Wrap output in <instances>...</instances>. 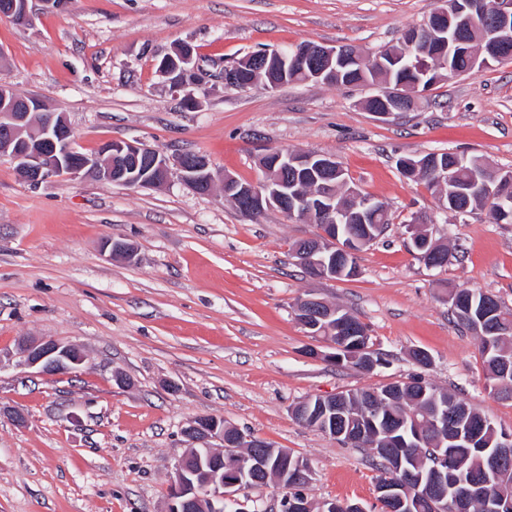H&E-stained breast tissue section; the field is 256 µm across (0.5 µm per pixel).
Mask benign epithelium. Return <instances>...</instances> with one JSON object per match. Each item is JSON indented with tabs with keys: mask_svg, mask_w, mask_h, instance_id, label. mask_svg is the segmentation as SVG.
Wrapping results in <instances>:
<instances>
[{
	"mask_svg": "<svg viewBox=\"0 0 512 512\" xmlns=\"http://www.w3.org/2000/svg\"><path fill=\"white\" fill-rule=\"evenodd\" d=\"M493 18L486 19L484 0H451L434 11L440 21L447 25L432 26L429 21L409 28L405 33L407 47L412 49L432 39L438 40L448 51V56L436 58L437 67L446 69V78L460 75L450 65V57H465L470 60L472 68L485 67L489 60L499 53L512 48V0H495L492 5ZM480 28L482 35L476 41L469 38L466 30ZM283 65L305 62L309 67L308 79L321 81L326 78L328 70L338 63L352 59L358 63L368 62L361 53L349 51L346 47L325 46L315 43L295 45L288 54L275 53ZM180 63L171 66L165 62L160 66L159 74L176 92L187 94L191 77L198 66L193 52L183 48L179 51ZM418 95L404 90L400 85L391 92L390 102L383 110L376 113L380 118H388L407 106H415ZM43 106L41 99L32 96L28 99L19 96L8 83L0 88V142L8 151L6 157L17 163V167L26 179L38 186L52 178L76 180L92 169L102 182L113 185L139 187H156L168 177V161L154 149L129 142H109L104 144L94 156L77 153L73 139L69 138L70 126L64 114L48 112L39 124L37 133L31 132L32 111ZM181 176L184 181L198 193H208L214 183V176L206 158L182 156L179 159ZM274 172L272 179L259 183H242L233 176L226 175L222 181L224 197L234 201L247 210H266L278 208L290 217L311 220L319 216L323 226L318 238L307 242L299 249V262L313 267L321 279L336 278V253L345 256L355 253L354 246L358 238L350 237L339 242L338 224L356 213L365 219L367 213L377 209L379 204L370 198H354L351 206L336 205V184L333 179L341 171L336 158L327 155H313L291 152H276L275 163L264 172ZM308 173L316 182V191L301 195L290 192L288 173ZM502 182L499 173L475 174L474 187L490 201L499 203V212H505L504 204L509 201L501 192ZM424 220L417 214L410 216L405 225L404 238L407 243H414L426 231ZM340 310L325 302L309 297L301 300L297 307L298 321L309 330H315L320 322L339 318L337 330L343 336L365 334L363 329L339 316ZM15 357L19 364L36 368L41 373H63L73 371L85 363L81 349L71 344H64L53 339L24 341L18 345ZM414 424L412 437H401L395 447L383 448L381 452L396 460V465L384 476L376 488L379 504L392 505L395 512H414L415 502L420 497L434 498L436 488L448 487V498H434L437 506L442 502L459 506L469 499L482 494V488L493 483H501L505 471L500 468V459L512 454V437L505 438L500 447L491 452V466L480 481H453L447 478V467L436 466L429 475L419 474L412 477L407 485L396 478L403 466L402 455L396 453L398 448H413L425 442L416 415H410ZM435 426L441 427L439 437L427 447L432 457L443 463L444 451L448 442V412H435L432 419ZM186 435L194 442L208 450L206 456L200 453L190 454L175 465L176 473L169 487V506L167 512H195L197 506L206 501L210 512H267L258 500L245 498L239 494L245 488H257L264 483L254 479L260 472L266 474L274 483L279 499V512H300L308 507L307 495L297 490L300 483L311 482L312 469L307 468L297 473L294 480H288V468H279L269 472L266 461L247 449L259 441L251 433L235 427H218L209 423L200 427L190 424ZM218 439L223 443L224 451L209 449V442ZM486 512H512V491L504 489L499 495L486 501Z\"/></svg>",
	"mask_w": 512,
	"mask_h": 512,
	"instance_id": "benign-epithelium-1",
	"label": "benign epithelium"
}]
</instances>
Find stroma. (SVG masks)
Instances as JSON below:
<instances>
[{"mask_svg": "<svg viewBox=\"0 0 512 512\" xmlns=\"http://www.w3.org/2000/svg\"><path fill=\"white\" fill-rule=\"evenodd\" d=\"M440 0H31L22 26L0 17V79L64 113L74 146L151 147L171 164L157 188L87 176L33 187L0 156V512H165L169 476L187 453L184 427L210 416L310 461L305 492L379 512L378 472L353 448L299 424L308 398L422 375L512 432V399L486 388L477 338L455 323L454 287L512 308V224L485 211L442 212L404 177L401 158L480 155L512 170V60L433 85L386 119L370 91L299 82L268 90L224 85V67L264 47L302 42L365 53L395 42ZM183 44L203 77L184 106L156 70ZM275 150L331 155L392 222L357 255L351 280L310 276L293 245L320 228L276 209L242 213L221 189L200 194L176 169L203 154L216 179L262 178ZM421 214L448 262L428 266L404 238ZM128 243L133 259L111 255ZM316 296L367 325L382 363L364 371L325 360L298 302ZM83 350L77 371L38 374L13 352L28 338ZM426 351L428 367L412 358Z\"/></svg>", "mask_w": 512, "mask_h": 512, "instance_id": "stroma-1", "label": "stroma"}]
</instances>
